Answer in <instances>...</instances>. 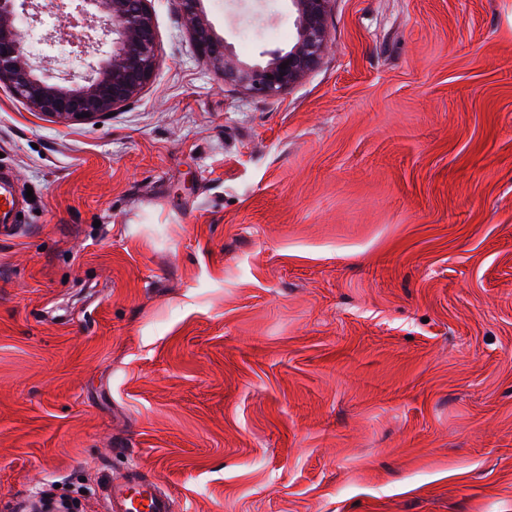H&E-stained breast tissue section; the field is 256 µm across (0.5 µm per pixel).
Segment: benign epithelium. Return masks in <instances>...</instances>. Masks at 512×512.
Instances as JSON below:
<instances>
[{
	"instance_id": "obj_1",
	"label": "benign epithelium",
	"mask_w": 512,
	"mask_h": 512,
	"mask_svg": "<svg viewBox=\"0 0 512 512\" xmlns=\"http://www.w3.org/2000/svg\"><path fill=\"white\" fill-rule=\"evenodd\" d=\"M151 0H54L60 13L70 10L97 23L92 43L101 48L83 59L84 71L48 81L26 45L17 18L28 14L30 0H0V82L37 112L62 124L87 113L95 118L130 102L150 81L157 65ZM204 0H179L196 52L224 81L273 96L293 84L326 48L325 20L330 0H288L295 35L287 48L266 52L264 61L237 58L217 35ZM287 68H281V64Z\"/></svg>"
}]
</instances>
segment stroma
<instances>
[{"label":"stroma","mask_w":512,"mask_h":512,"mask_svg":"<svg viewBox=\"0 0 512 512\" xmlns=\"http://www.w3.org/2000/svg\"><path fill=\"white\" fill-rule=\"evenodd\" d=\"M114 115L0 85V496L127 470L174 512H512V0H330L275 96L177 0ZM243 59L286 0H206ZM204 0H179L196 52L225 82L273 96L293 84L318 61L326 48L325 20L330 0H289L295 35L287 48L266 52L267 60L250 62L237 58L229 44L215 32L204 9ZM287 63L286 69L281 64ZM272 75V78H268ZM6 207V210H1ZM18 214H23L20 199L13 190L11 184L6 183V177L0 176V236H10L18 224H21L22 218Z\"/></svg>","instance_id":"stroma-1"}]
</instances>
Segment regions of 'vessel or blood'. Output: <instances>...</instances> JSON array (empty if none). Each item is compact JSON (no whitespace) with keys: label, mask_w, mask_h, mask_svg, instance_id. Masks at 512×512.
Here are the masks:
<instances>
[{"label":"vessel or blood","mask_w":512,"mask_h":512,"mask_svg":"<svg viewBox=\"0 0 512 512\" xmlns=\"http://www.w3.org/2000/svg\"><path fill=\"white\" fill-rule=\"evenodd\" d=\"M20 199L5 177L0 176V236L12 234L20 222ZM104 497L109 512H172L166 492L148 475L139 473L108 482Z\"/></svg>","instance_id":"obj_1"}]
</instances>
